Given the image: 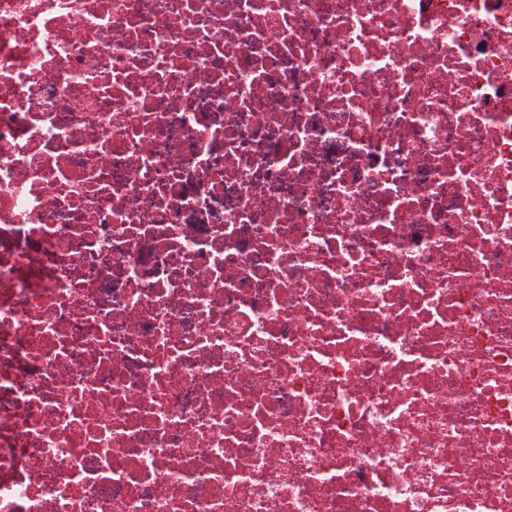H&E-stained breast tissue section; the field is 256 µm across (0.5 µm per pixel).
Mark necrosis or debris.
<instances>
[{
	"label": "necrosis or debris",
	"instance_id": "4bbe7bcc",
	"mask_svg": "<svg viewBox=\"0 0 512 512\" xmlns=\"http://www.w3.org/2000/svg\"><path fill=\"white\" fill-rule=\"evenodd\" d=\"M0 512H512V0H0Z\"/></svg>",
	"mask_w": 512,
	"mask_h": 512
}]
</instances>
